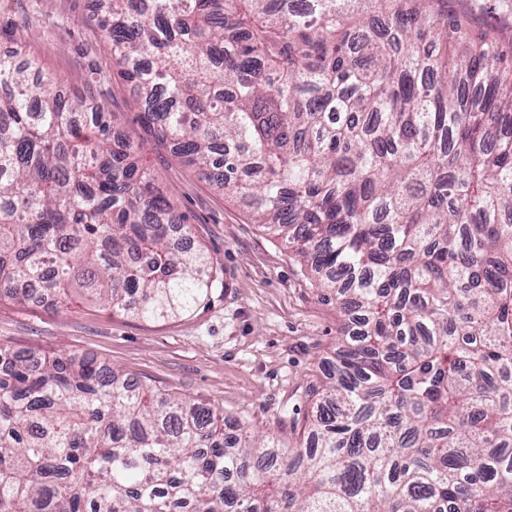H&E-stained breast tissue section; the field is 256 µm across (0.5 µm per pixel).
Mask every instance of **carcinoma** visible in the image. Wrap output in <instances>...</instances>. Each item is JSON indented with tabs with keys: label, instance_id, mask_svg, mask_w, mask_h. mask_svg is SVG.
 Segmentation results:
<instances>
[{
	"label": "carcinoma",
	"instance_id": "carcinoma-1",
	"mask_svg": "<svg viewBox=\"0 0 512 512\" xmlns=\"http://www.w3.org/2000/svg\"><path fill=\"white\" fill-rule=\"evenodd\" d=\"M448 0H109L140 120L308 268L306 447L0 349V512H512V37ZM0 51V302L191 310L216 271L92 95Z\"/></svg>",
	"mask_w": 512,
	"mask_h": 512
}]
</instances>
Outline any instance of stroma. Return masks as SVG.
<instances>
[{"label": "stroma", "instance_id": "obj_1", "mask_svg": "<svg viewBox=\"0 0 512 512\" xmlns=\"http://www.w3.org/2000/svg\"><path fill=\"white\" fill-rule=\"evenodd\" d=\"M105 0H0V50L22 47L45 76L76 91L95 82L116 134L145 144L159 186L185 214L217 270L208 295L176 317L143 320L73 299L0 304V347L92 357L131 380L223 409L257 436L301 439L337 347L340 314L321 301L293 253L248 208L169 157L141 126L132 88L114 76L94 18Z\"/></svg>", "mask_w": 512, "mask_h": 512}]
</instances>
